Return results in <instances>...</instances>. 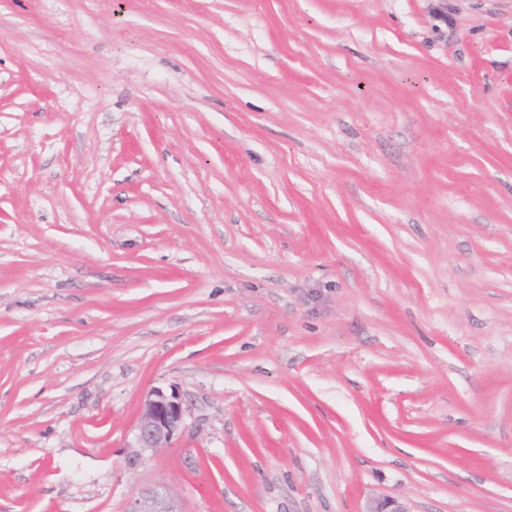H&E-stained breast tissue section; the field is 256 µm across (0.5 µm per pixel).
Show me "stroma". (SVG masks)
I'll return each instance as SVG.
<instances>
[{"label": "stroma", "instance_id": "obj_1", "mask_svg": "<svg viewBox=\"0 0 512 512\" xmlns=\"http://www.w3.org/2000/svg\"><path fill=\"white\" fill-rule=\"evenodd\" d=\"M157 483L512 512V0H0V512ZM183 402L175 393L162 389L149 393L143 403L140 416L134 424L136 448H165L182 428Z\"/></svg>", "mask_w": 512, "mask_h": 512}]
</instances>
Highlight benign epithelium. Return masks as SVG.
<instances>
[{
  "label": "benign epithelium",
  "instance_id": "1",
  "mask_svg": "<svg viewBox=\"0 0 512 512\" xmlns=\"http://www.w3.org/2000/svg\"><path fill=\"white\" fill-rule=\"evenodd\" d=\"M183 402L174 393L161 389L149 393L140 416L134 424L136 448H164L182 428ZM126 512H181L178 501L165 486L146 489L128 502ZM364 512H408L402 502L394 498H375L368 501Z\"/></svg>",
  "mask_w": 512,
  "mask_h": 512
}]
</instances>
